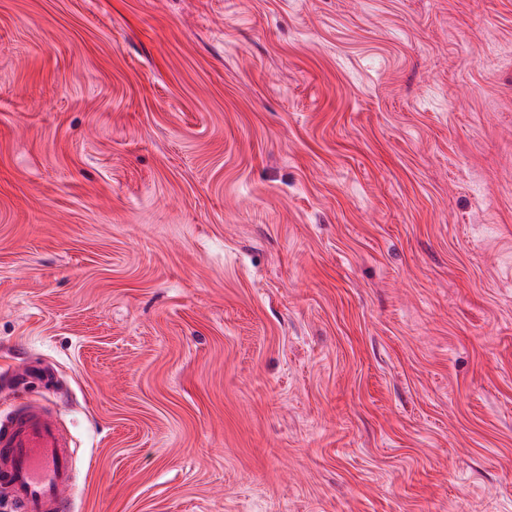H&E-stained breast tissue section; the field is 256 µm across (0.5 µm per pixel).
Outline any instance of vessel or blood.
I'll use <instances>...</instances> for the list:
<instances>
[{
    "mask_svg": "<svg viewBox=\"0 0 512 512\" xmlns=\"http://www.w3.org/2000/svg\"><path fill=\"white\" fill-rule=\"evenodd\" d=\"M70 444L55 415L26 403L0 416V489L15 512H68Z\"/></svg>",
    "mask_w": 512,
    "mask_h": 512,
    "instance_id": "vessel-or-blood-1",
    "label": "vessel or blood"
}]
</instances>
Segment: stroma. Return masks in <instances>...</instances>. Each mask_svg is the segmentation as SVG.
Wrapping results in <instances>:
<instances>
[{"mask_svg":"<svg viewBox=\"0 0 512 512\" xmlns=\"http://www.w3.org/2000/svg\"><path fill=\"white\" fill-rule=\"evenodd\" d=\"M71 512H512V0H0V414ZM69 447L57 417L37 404L0 416V489L15 512L70 510Z\"/></svg>","mask_w":512,"mask_h":512,"instance_id":"1","label":"stroma"}]
</instances>
